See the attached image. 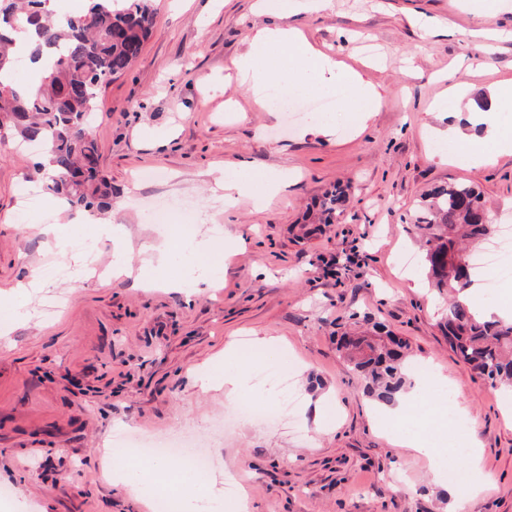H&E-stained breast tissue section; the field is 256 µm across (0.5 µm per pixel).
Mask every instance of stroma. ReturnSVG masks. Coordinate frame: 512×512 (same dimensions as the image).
Instances as JSON below:
<instances>
[{"label":"stroma","instance_id":"obj_1","mask_svg":"<svg viewBox=\"0 0 512 512\" xmlns=\"http://www.w3.org/2000/svg\"><path fill=\"white\" fill-rule=\"evenodd\" d=\"M255 0H153L156 23L133 66L101 89L92 125L100 164L112 180L140 263L182 236L209 243L212 275L202 293L166 289L191 253L155 265L157 287L131 280H59L60 263L44 223L80 234L81 215L39 197L21 211L24 177L36 152L0 132V285L38 276L28 314L0 308V485L13 497L0 512H150L113 470L122 432L158 438L181 432L203 440L214 469L195 478L211 487L236 476L245 512H512V423L502 388L459 362L441 327L447 295L429 288L422 232L413 222L433 187L472 183L496 219H512V151L477 169L459 143L439 137L454 124L477 129L458 100H480L512 84V40L496 42L483 67H470L481 30L512 29V0L476 17L473 0H333L289 22L319 51L376 85L365 126L338 133L323 116L286 124L256 104L232 60L246 53L243 31L266 24ZM445 111L432 112L436 101ZM234 163L251 196L218 206L208 173ZM283 172L282 192L265 177ZM346 200L332 223L318 221L325 194ZM59 312L42 318L44 297ZM395 336L411 364L439 372L452 391L420 397L418 437L438 448L482 451L481 486L461 495L434 483L427 455L400 448L385 430L384 405L337 348L341 336ZM271 336L267 366H290L302 403L294 418L232 423L223 389L194 387L193 372L223 380L228 339ZM467 407L468 430H447L440 415Z\"/></svg>","mask_w":512,"mask_h":512}]
</instances>
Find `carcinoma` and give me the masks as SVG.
<instances>
[{
    "instance_id": "carcinoma-1",
    "label": "carcinoma",
    "mask_w": 512,
    "mask_h": 512,
    "mask_svg": "<svg viewBox=\"0 0 512 512\" xmlns=\"http://www.w3.org/2000/svg\"><path fill=\"white\" fill-rule=\"evenodd\" d=\"M48 0H0V127L21 143L43 150L30 179L50 199L92 215L112 208V181L101 169L91 117L100 111L104 83L119 78L139 56L155 24L151 0H86L85 7L59 16ZM37 37L32 56L55 49L36 86L14 85L19 38ZM481 193L472 184L438 186L425 196L416 222L430 230L425 261L433 285L455 293L444 318L448 345L459 361L493 386L512 389V322L481 321L461 300L473 282L456 264L468 245L492 233ZM364 391L391 406L409 382L403 355L362 336L341 337Z\"/></svg>"
}]
</instances>
